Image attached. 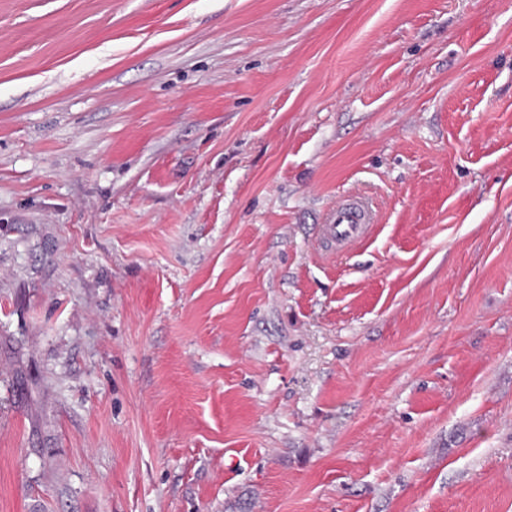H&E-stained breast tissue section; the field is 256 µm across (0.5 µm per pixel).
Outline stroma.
I'll return each mask as SVG.
<instances>
[{
    "label": "stroma",
    "mask_w": 512,
    "mask_h": 512,
    "mask_svg": "<svg viewBox=\"0 0 512 512\" xmlns=\"http://www.w3.org/2000/svg\"><path fill=\"white\" fill-rule=\"evenodd\" d=\"M0 512H512V0H0ZM375 215L361 198L345 197L336 202V208L329 214L325 235L341 243H352L365 238L368 224Z\"/></svg>",
    "instance_id": "stroma-1"
}]
</instances>
